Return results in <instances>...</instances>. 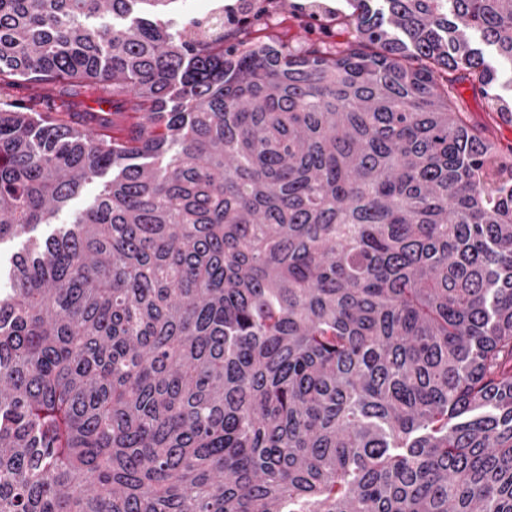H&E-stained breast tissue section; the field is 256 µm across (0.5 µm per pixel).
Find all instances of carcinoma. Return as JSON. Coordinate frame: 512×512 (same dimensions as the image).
<instances>
[{"mask_svg":"<svg viewBox=\"0 0 512 512\" xmlns=\"http://www.w3.org/2000/svg\"><path fill=\"white\" fill-rule=\"evenodd\" d=\"M177 2L0 0V512H512V0ZM224 2V15L228 14V10L232 9L235 11L233 6L237 0H184L177 4L175 13L168 17L172 20L173 25L181 26L182 22L192 17H203L212 8L216 6L218 2ZM279 1L280 7L278 9L273 4L262 3L266 6L268 11L263 15L261 23L266 26V31L263 33L283 34V38L288 39L291 47L294 49H303L307 42L318 44L334 45L337 42L351 41V37L346 34H340L336 27H332L331 23H326V19L334 17L338 14L351 12L352 9L347 3V0H316L320 3L319 11L323 18L312 20L307 16H302L309 10L304 8V4L315 2L312 0H283ZM291 4V6L288 5ZM270 5V6H269ZM296 15L301 17L296 19ZM301 19V20H300ZM311 23L313 26L308 31L304 30L300 23ZM321 24H330V29L326 32L320 29ZM454 93L459 106L470 113L473 124L483 127L488 138L500 147L512 145V124L503 122L495 114L492 118L485 101L474 94L468 82L456 84ZM100 182L101 180H98L87 185L83 192L71 202L67 210L51 218L50 222L52 224H41L33 234L38 237H46L54 228L71 222L76 213L82 211L93 202L99 191Z\"/></svg>","mask_w":512,"mask_h":512,"instance_id":"cac0c4a2","label":"carcinoma"}]
</instances>
